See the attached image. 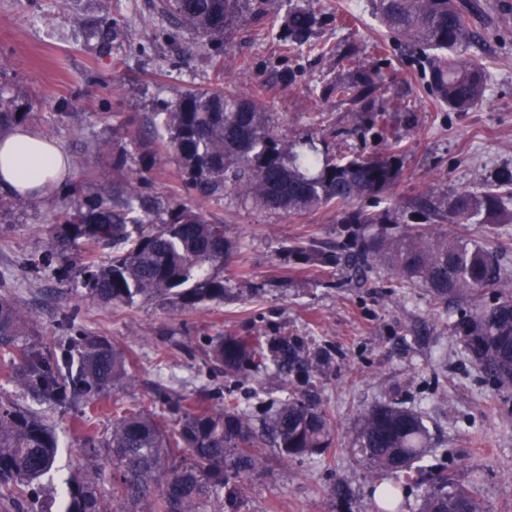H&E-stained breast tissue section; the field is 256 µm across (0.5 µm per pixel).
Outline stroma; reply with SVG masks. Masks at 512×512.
<instances>
[{"label": "stroma", "mask_w": 512, "mask_h": 512, "mask_svg": "<svg viewBox=\"0 0 512 512\" xmlns=\"http://www.w3.org/2000/svg\"><path fill=\"white\" fill-rule=\"evenodd\" d=\"M478 2L480 40L467 55L484 70L487 90L480 106L456 112L431 93L425 63L390 37L369 0H239L218 44L157 14L155 0H0V99L27 113L28 126L68 156L92 150L65 184L25 206L10 205L0 188V281L43 336L70 329L103 335L131 358V383L102 398L103 411L87 428L52 411L59 449L46 507L57 508L64 478L84 459L88 432L110 431L113 401L163 386L221 405L216 390L229 380L204 360L208 336L287 331L331 353L315 391L336 419L332 447L324 457L288 459L261 449L264 470L240 481L235 506L224 512H375L372 489L380 483L400 486L401 512H419V490L402 475L371 473L350 451L358 415L376 402L421 414L434 448L425 464L445 463L487 512H512V386L498 388L475 368L453 330L458 310L423 288L401 296L383 270L290 268L285 248L294 242L349 245L353 227L344 209L288 215L231 194L200 200L187 195L165 150L150 158L142 148L160 140L152 120L158 103L224 83L256 96L281 139L311 135L321 151L339 156L397 148L400 180L355 206L389 211L400 228L424 223L413 204L420 193L477 192L512 169V5ZM294 4L316 14L311 40L327 45L328 55L289 46L283 24ZM355 67L383 77L374 114L322 93ZM66 112L79 114L78 128L63 121ZM116 151L130 166L148 167L150 193L186 201L237 242L224 268L223 301L191 309L175 299L103 307L86 299L78 264L26 267L27 258L51 249L65 197L111 193ZM287 386L271 370L234 393L259 416Z\"/></svg>", "instance_id": "1"}]
</instances>
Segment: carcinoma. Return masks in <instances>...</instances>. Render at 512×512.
Returning a JSON list of instances; mask_svg holds the SVG:
<instances>
[{"instance_id":"1","label":"carcinoma","mask_w":512,"mask_h":512,"mask_svg":"<svg viewBox=\"0 0 512 512\" xmlns=\"http://www.w3.org/2000/svg\"><path fill=\"white\" fill-rule=\"evenodd\" d=\"M238 0H158V9L211 42L237 13ZM394 39L425 59L429 85L448 107L465 112L482 104V68L463 56L478 32L471 26L473 0H372ZM316 16L292 8L287 36L320 54L309 42ZM380 77L355 71L328 93L372 113ZM162 146L177 164L189 190L200 198L234 193L274 213L298 214L386 193L401 177L398 151L338 159L322 153L309 137L285 141L274 133L269 113L252 97L224 90H186L160 104ZM0 101V132L21 123ZM112 168L123 175L110 195L65 201L56 215L58 231L49 266L72 261L83 242L85 296L100 305L175 298L185 306L224 300V264L235 244L224 225L213 224L191 206L163 204L144 192L143 172L124 154ZM430 224L388 231L387 213L353 210L357 225L347 247L291 245L288 259L302 268L329 270L344 263L355 270L386 269L396 287L426 288L445 305L469 304L479 291L512 279L499 254L483 242L444 229L446 224H512V170L498 172L479 192L460 191L430 208ZM112 256L98 259V251ZM454 328L480 371L499 387L512 385V293L461 314ZM34 334L28 316L7 293L0 294V356L10 361L6 383L36 394L40 404H81L80 417L98 409L99 399L128 379L127 357L103 336H55L60 353L46 358L20 339ZM208 358L224 375L240 378L275 368L294 391L255 424L233 391L213 407L163 389L130 405L112 403V429L100 444L84 449V464L70 472L63 512H224L232 484L264 466L257 448L287 457L322 456L332 444L333 424L321 403L307 394L313 374L330 363L325 351L310 354L299 336H226L207 339ZM429 431L423 417L392 404L376 403L357 417L351 440L357 462L375 474L398 471L424 488L421 512H484L462 484L423 465ZM58 437L42 412L12 402L0 404V512H50L40 503V481L54 468ZM112 467L108 491L101 489ZM398 489L381 492L377 512H400Z\"/></svg>"}]
</instances>
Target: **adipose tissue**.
Returning <instances> with one entry per match:
<instances>
[{
  "label": "adipose tissue",
  "mask_w": 512,
  "mask_h": 512,
  "mask_svg": "<svg viewBox=\"0 0 512 512\" xmlns=\"http://www.w3.org/2000/svg\"><path fill=\"white\" fill-rule=\"evenodd\" d=\"M69 175L61 148L29 126H17L0 137V187L35 197Z\"/></svg>",
  "instance_id": "adipose-tissue-1"
}]
</instances>
